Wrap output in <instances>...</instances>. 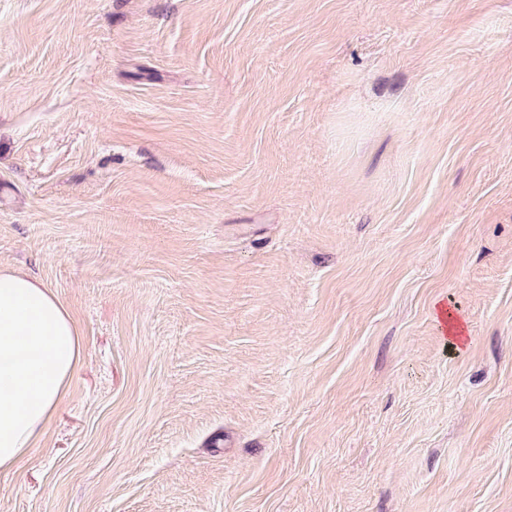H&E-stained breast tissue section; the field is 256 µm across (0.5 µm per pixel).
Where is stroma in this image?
I'll return each instance as SVG.
<instances>
[{
  "instance_id": "obj_1",
  "label": "stroma",
  "mask_w": 512,
  "mask_h": 512,
  "mask_svg": "<svg viewBox=\"0 0 512 512\" xmlns=\"http://www.w3.org/2000/svg\"><path fill=\"white\" fill-rule=\"evenodd\" d=\"M0 270V512H512V0H0ZM80 360L77 327L54 293L30 276L0 273V471L33 448Z\"/></svg>"
}]
</instances>
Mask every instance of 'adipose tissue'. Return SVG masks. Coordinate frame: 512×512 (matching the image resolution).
Listing matches in <instances>:
<instances>
[{
    "label": "adipose tissue",
    "instance_id": "obj_1",
    "mask_svg": "<svg viewBox=\"0 0 512 512\" xmlns=\"http://www.w3.org/2000/svg\"><path fill=\"white\" fill-rule=\"evenodd\" d=\"M80 360L77 327L54 293L30 276L0 273V471L33 448Z\"/></svg>",
    "mask_w": 512,
    "mask_h": 512
}]
</instances>
